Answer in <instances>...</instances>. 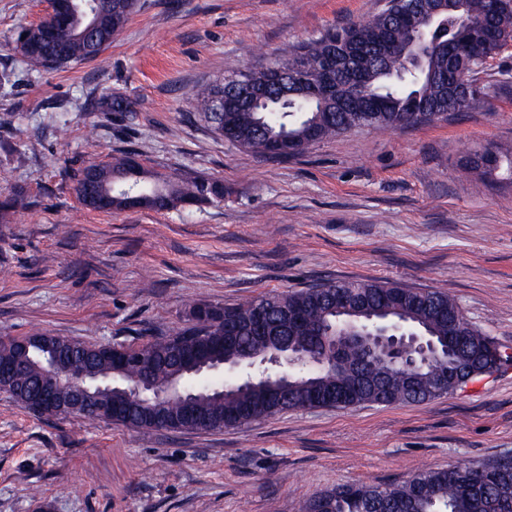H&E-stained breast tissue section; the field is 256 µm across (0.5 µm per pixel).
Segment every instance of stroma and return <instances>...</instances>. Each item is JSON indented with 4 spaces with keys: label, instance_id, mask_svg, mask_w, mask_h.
<instances>
[{
    "label": "stroma",
    "instance_id": "35a3bbf8",
    "mask_svg": "<svg viewBox=\"0 0 512 512\" xmlns=\"http://www.w3.org/2000/svg\"><path fill=\"white\" fill-rule=\"evenodd\" d=\"M386 0H138L104 55L27 76L12 37L46 0H0V337L45 331L135 346L235 305L317 283L442 291L512 350V173L475 184L468 150L512 149V92L458 120L361 129L276 161L216 136L196 84L258 68ZM121 95L134 122L103 112ZM132 150L164 176L223 180L185 211L86 209L73 173ZM512 452V366L433 401L316 408L221 431L157 432L35 415L0 393V512H298L345 483Z\"/></svg>",
    "mask_w": 512,
    "mask_h": 512
}]
</instances>
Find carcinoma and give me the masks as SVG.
Here are the masks:
<instances>
[{
	"mask_svg": "<svg viewBox=\"0 0 512 512\" xmlns=\"http://www.w3.org/2000/svg\"><path fill=\"white\" fill-rule=\"evenodd\" d=\"M418 2L415 25L428 34L426 44L418 48L419 66L408 69L401 60L411 51L399 18L406 4L388 0L375 17L328 31L277 60L301 65L296 77L289 78L290 94L267 99L261 106L245 98L232 112H215L214 100L222 90L216 81L190 94L192 109L219 137L271 158L290 156L287 149L292 145L298 154L302 145L355 129L395 131L465 114L488 96L489 85L481 80L487 63L512 42V0H498L493 15L489 0H448V10L435 15L436 0ZM52 8L50 18L21 29L25 38L18 52L32 73L100 59L136 11L137 0H53ZM337 45L374 63L354 74L341 70L326 87L321 62ZM458 73L468 76V86L461 91L446 87ZM228 78L248 79L255 87L267 82L263 69L239 70ZM104 104L130 122L136 118L134 104L122 97H110ZM468 164L482 178L503 167L512 172V152L475 150ZM74 179L79 202L93 211L164 212L224 201L223 181L155 175L132 152L96 164L93 172L87 165ZM29 206L30 198L20 187L0 201V220ZM258 310L266 313L271 333L288 340V352L280 358L296 356L291 373L271 365L274 346L248 329L246 322ZM450 320L462 328L464 343L440 349L427 364L414 368L370 355L355 344L331 359L320 341L339 326L359 328L376 322L406 325L438 343L448 338ZM192 321L185 329L132 349L135 362L112 388V415L90 411L83 419L153 430L162 413L170 420L166 430L221 431L288 411L327 407L326 398L335 395L348 396L355 406L437 399L435 382L443 367L461 372L495 367L494 359L482 351L497 343L473 326L448 294L431 291L416 300L413 290L390 281L265 293L233 307L197 305ZM71 345L73 356L64 368L112 369V348L75 340ZM183 354L208 356L210 366L220 369L252 370L241 382H200L182 371ZM43 357L34 344L26 354L16 340L0 339V361L17 365L14 374L0 375V392L37 415L54 417L56 413L39 410L32 401L43 378ZM145 365L154 386L175 380L173 396L134 401L126 397V384L140 379ZM300 512H512V456L420 471L401 484L337 485L305 501Z\"/></svg>",
	"mask_w": 512,
	"mask_h": 512,
	"instance_id": "obj_1",
	"label": "carcinoma"
}]
</instances>
